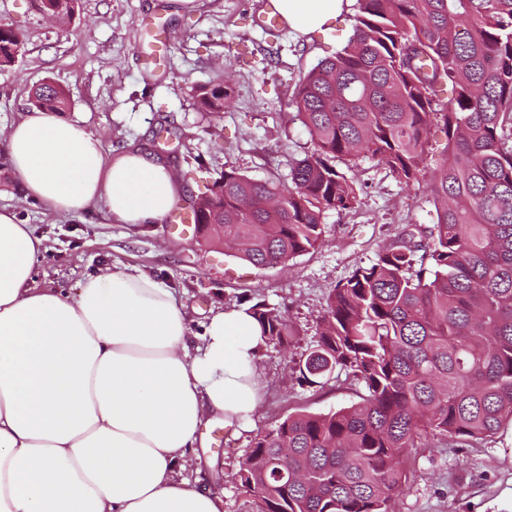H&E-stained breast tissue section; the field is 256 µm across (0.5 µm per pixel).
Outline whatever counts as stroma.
Here are the masks:
<instances>
[{
    "instance_id": "35a3bbf8",
    "label": "stroma",
    "mask_w": 512,
    "mask_h": 512,
    "mask_svg": "<svg viewBox=\"0 0 512 512\" xmlns=\"http://www.w3.org/2000/svg\"><path fill=\"white\" fill-rule=\"evenodd\" d=\"M266 0H79L72 20L43 17L36 0H0V26L19 31L24 48L0 72V130L22 119L33 86L49 80L71 97L66 119L99 136L104 153L134 144L154 151L155 132L168 122L177 135L162 160L184 196L203 192L205 180L237 170L253 178L287 181L292 166L315 146L293 121L292 98L304 74L346 45L357 6L330 32L294 36L285 26L261 27ZM223 82L231 87L223 112H200L192 86ZM448 155L443 134L431 138L425 175L400 183L377 160L363 157L338 168L353 177L360 203L325 215L326 240L286 267L260 269L225 255L223 245L181 235L168 224H122L97 204L76 216L53 213L25 199L0 157V207H11L32 225L47 248L36 278L42 288L75 286L106 265L127 266L171 288L187 309L193 330L212 311L241 301L265 302L285 311L294 335L285 347L263 346L262 400L243 428L214 422L198 468L224 491V512H256L239 485V463L254 436L296 412L325 413L362 394L345 373L313 387L299 386L294 360L319 336V317L336 284L374 262L397 234L436 220L428 183ZM407 481L392 512H512V426L476 441L439 435L419 439L406 451Z\"/></svg>"
}]
</instances>
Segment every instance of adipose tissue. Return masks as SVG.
Listing matches in <instances>:
<instances>
[{"label": "adipose tissue", "mask_w": 512, "mask_h": 512, "mask_svg": "<svg viewBox=\"0 0 512 512\" xmlns=\"http://www.w3.org/2000/svg\"><path fill=\"white\" fill-rule=\"evenodd\" d=\"M270 2L307 36L348 0ZM1 141L26 198L59 215L96 203L122 224H160L182 196L150 152L105 155L54 112H28ZM44 253L0 207V512H224L223 490L183 472L204 422L239 427L258 408L259 325L231 306L194 334L173 292L129 267L37 287Z\"/></svg>", "instance_id": "1"}]
</instances>
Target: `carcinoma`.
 <instances>
[{
    "mask_svg": "<svg viewBox=\"0 0 512 512\" xmlns=\"http://www.w3.org/2000/svg\"><path fill=\"white\" fill-rule=\"evenodd\" d=\"M78 0H41L72 17ZM21 36L0 26V70ZM222 112L230 87L193 88ZM33 106L65 112L44 82ZM293 104L318 152L290 184L224 171L189 209L206 239L255 267L284 266L325 241L324 215L359 204L338 160L371 157L419 180L440 126L450 161L433 179L434 224L404 231L339 282L316 345L295 362L317 386L345 372L361 401L290 414L258 433L238 471L257 512H390L406 483V449L422 436L483 440L512 422V0H360L353 32L300 79ZM267 344L294 336L282 310L246 309Z\"/></svg>",
    "mask_w": 512,
    "mask_h": 512,
    "instance_id": "carcinoma-1",
    "label": "carcinoma"
}]
</instances>
